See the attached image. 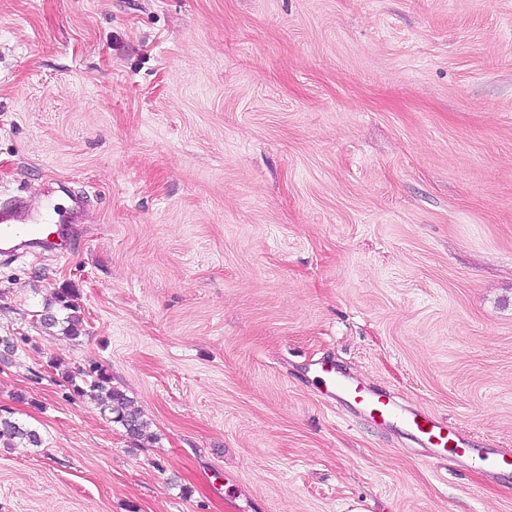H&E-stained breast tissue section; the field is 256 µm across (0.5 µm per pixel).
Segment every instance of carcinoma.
<instances>
[{
  "mask_svg": "<svg viewBox=\"0 0 512 512\" xmlns=\"http://www.w3.org/2000/svg\"><path fill=\"white\" fill-rule=\"evenodd\" d=\"M55 303L67 311L64 339H79L84 322L80 307L70 303L63 292L56 294ZM68 376L80 379L81 384L75 386L77 394L101 402L103 412L111 415L112 422L119 424L130 438L141 441L152 437L149 420L132 408L131 401L122 391L112 387V378L105 370L96 367L88 372L77 368L69 371ZM0 444L6 448H38L42 438L37 430L0 417Z\"/></svg>",
  "mask_w": 512,
  "mask_h": 512,
  "instance_id": "obj_1",
  "label": "carcinoma"
}]
</instances>
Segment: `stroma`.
<instances>
[{
    "label": "stroma",
    "mask_w": 512,
    "mask_h": 512,
    "mask_svg": "<svg viewBox=\"0 0 512 512\" xmlns=\"http://www.w3.org/2000/svg\"><path fill=\"white\" fill-rule=\"evenodd\" d=\"M0 192L73 215L0 261V512H512L309 374L512 448V0H0ZM67 294L63 291L60 293H56L54 297L55 303L59 304L63 310L70 311L67 313L65 317V322L67 323L65 336L63 338L67 341H76L79 339L82 334L84 317L82 316L80 307L70 303ZM68 376L72 381L74 378H79L82 386L74 383V391L79 396L100 401L103 412H108L112 423L119 424L130 438L141 441L152 437L149 420L141 412L132 408L131 401L122 391L112 387V378L106 370L96 367L88 372L75 368L68 372ZM0 444L4 448H38L42 445V438L36 429L0 417Z\"/></svg>",
    "instance_id": "1"
}]
</instances>
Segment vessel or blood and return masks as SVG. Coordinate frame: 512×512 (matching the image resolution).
Masks as SVG:
<instances>
[{
	"label": "vessel or blood",
	"mask_w": 512,
	"mask_h": 512,
	"mask_svg": "<svg viewBox=\"0 0 512 512\" xmlns=\"http://www.w3.org/2000/svg\"><path fill=\"white\" fill-rule=\"evenodd\" d=\"M55 214L56 208L49 201L35 206L21 196L1 200L0 255L8 257L31 248L61 251L68 239L64 225L55 224ZM318 379L327 397L343 406L351 403L361 406L371 421L398 429L414 443L440 449L460 460L480 461L492 475L512 466V452L475 447L468 435L431 412L409 409L377 397L364 385L339 375L331 364H320Z\"/></svg>",
	"instance_id": "1"
}]
</instances>
